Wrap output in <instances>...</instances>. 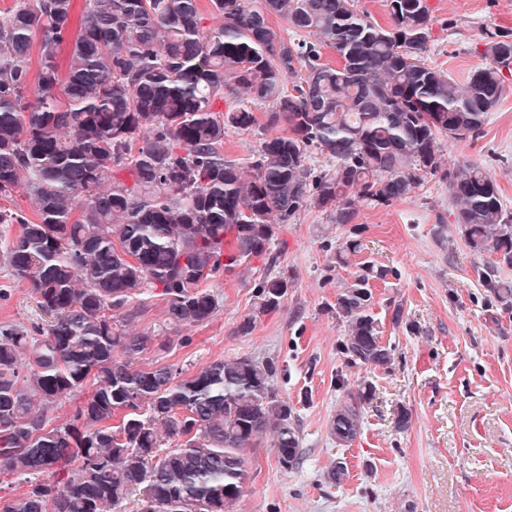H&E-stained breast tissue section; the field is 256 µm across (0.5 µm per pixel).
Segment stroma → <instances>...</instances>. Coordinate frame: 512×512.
<instances>
[{"instance_id": "35a3bbf8", "label": "stroma", "mask_w": 512, "mask_h": 512, "mask_svg": "<svg viewBox=\"0 0 512 512\" xmlns=\"http://www.w3.org/2000/svg\"><path fill=\"white\" fill-rule=\"evenodd\" d=\"M430 60L457 82L487 64L485 30L512 31V0H427ZM480 137L442 141V167L482 166L512 209V76ZM448 184L428 177L408 197L360 204L352 224L308 207L277 227V269L292 282L281 306L257 313L253 260L242 278L216 276L208 288L222 304L208 321L173 326L154 294L132 302L125 329L151 336L136 366L170 364L192 375L216 360L276 362L273 386L288 402L301 460L286 470L271 448L249 450L234 512H512V300L484 288L476 254L463 239ZM18 225L0 224V323L42 326L29 287L15 280L3 249ZM374 266L373 314L391 349L379 367L351 362L340 347L344 326L336 297ZM249 335L237 332L247 316ZM361 430L336 445L329 422L361 382ZM406 425H399V415ZM345 462V480L328 471Z\"/></svg>"}]
</instances>
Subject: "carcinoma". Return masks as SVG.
<instances>
[{"instance_id":"1","label":"carcinoma","mask_w":512,"mask_h":512,"mask_svg":"<svg viewBox=\"0 0 512 512\" xmlns=\"http://www.w3.org/2000/svg\"><path fill=\"white\" fill-rule=\"evenodd\" d=\"M354 2L209 0L224 17L213 29L200 0H14L0 12V200L23 191L33 211L0 207V224L20 225L6 261L49 316L43 329L0 324V512H121L134 492L139 512H232L248 447L268 438L296 467L274 361L221 360L181 379L140 368L151 337L119 317L159 289L168 323L200 324L221 306L200 273L244 276L258 257L257 312L279 307L291 284L272 272L275 229L311 205L351 224L356 201L388 205L440 172L470 249L498 255L480 281L512 297V212L487 170L462 161L443 173L439 158V139L483 133L512 74V33L486 30L490 62L461 88L428 63L426 0H386V26ZM257 103L265 136L246 177L224 137L257 125ZM315 152L333 169L313 167ZM373 273L336 298L343 354L366 367L391 356L371 314ZM79 395L64 423L32 411ZM361 397L347 392L330 420L339 446L360 431Z\"/></svg>"}]
</instances>
